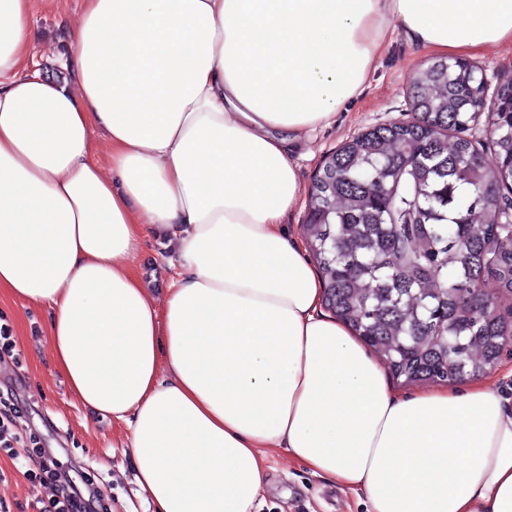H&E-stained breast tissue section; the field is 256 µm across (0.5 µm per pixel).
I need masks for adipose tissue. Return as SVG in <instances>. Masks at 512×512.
I'll return each mask as SVG.
<instances>
[{
    "mask_svg": "<svg viewBox=\"0 0 512 512\" xmlns=\"http://www.w3.org/2000/svg\"><path fill=\"white\" fill-rule=\"evenodd\" d=\"M32 16L0 0V292L47 310L74 397L126 424L150 512H253L282 448L368 512H512V399L482 378L397 395L285 233L292 137L393 31L491 52L512 0H84L42 64ZM151 238L177 257L159 303L131 267Z\"/></svg>",
    "mask_w": 512,
    "mask_h": 512,
    "instance_id": "ef3b65f1",
    "label": "adipose tissue"
}]
</instances>
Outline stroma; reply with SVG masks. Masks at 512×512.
<instances>
[{
    "instance_id": "1",
    "label": "stroma",
    "mask_w": 512,
    "mask_h": 512,
    "mask_svg": "<svg viewBox=\"0 0 512 512\" xmlns=\"http://www.w3.org/2000/svg\"><path fill=\"white\" fill-rule=\"evenodd\" d=\"M83 0H33L34 53L61 54L68 47L71 30ZM428 59L419 53L403 30H395L390 43L369 74L364 91L329 123L304 135L298 143L301 182L310 186L326 158L345 142L368 128L405 118L411 111L410 80ZM171 252L164 244L147 240L133 258L155 300H162L175 273ZM0 318L13 327L16 348L0 360V379L11 381L18 401L34 404L37 414L29 425L58 460L57 478L83 468L98 492L116 502L120 512H148L137 494L135 471L125 447L126 426L90 414L70 394L55 370L47 336V314L0 297ZM266 483L256 512H367L364 500L344 491L326 478L313 475L288 452L271 453L266 461ZM0 512H33L34 491L11 460L0 453ZM50 498L51 489L38 491Z\"/></svg>"
}]
</instances>
